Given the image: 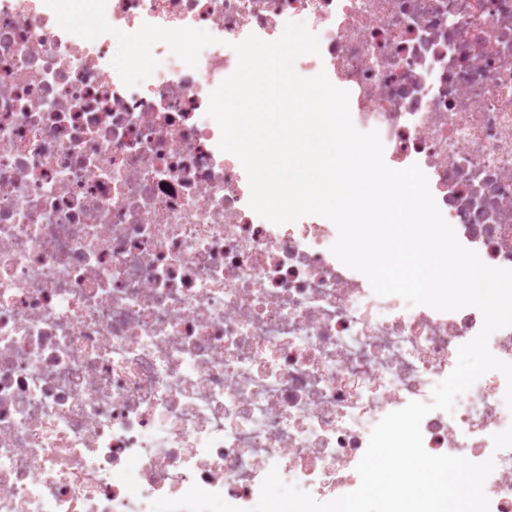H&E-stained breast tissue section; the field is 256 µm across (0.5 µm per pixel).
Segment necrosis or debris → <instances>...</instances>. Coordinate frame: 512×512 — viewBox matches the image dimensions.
I'll list each match as a JSON object with an SVG mask.
<instances>
[{"label":"necrosis or debris","mask_w":512,"mask_h":512,"mask_svg":"<svg viewBox=\"0 0 512 512\" xmlns=\"http://www.w3.org/2000/svg\"><path fill=\"white\" fill-rule=\"evenodd\" d=\"M106 18L217 42L194 69L156 44L165 67L128 87L113 36L0 0V512H150L194 485L248 512L273 469L319 502L354 491L374 425L430 400L482 314L375 295L325 217L266 222L210 94L235 43L304 24L302 70L512 269V0H107ZM505 390L479 379L421 425L431 454L494 459L490 512H512Z\"/></svg>","instance_id":"1"}]
</instances>
